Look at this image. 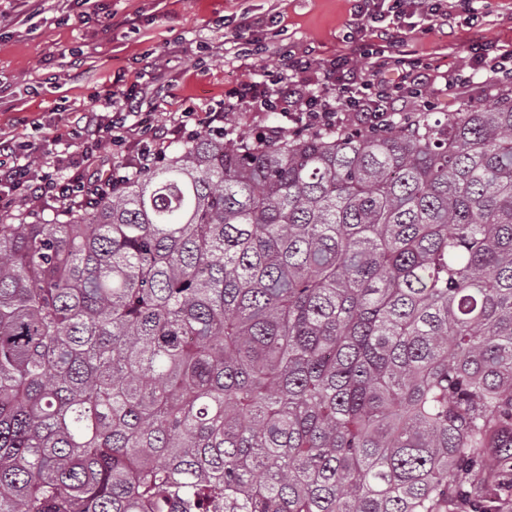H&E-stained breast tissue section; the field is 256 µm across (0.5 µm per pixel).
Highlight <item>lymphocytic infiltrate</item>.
Listing matches in <instances>:
<instances>
[{"label": "lymphocytic infiltrate", "mask_w": 512, "mask_h": 512, "mask_svg": "<svg viewBox=\"0 0 512 512\" xmlns=\"http://www.w3.org/2000/svg\"><path fill=\"white\" fill-rule=\"evenodd\" d=\"M422 7L438 25H446L451 17L447 0H357L350 28H371L380 45L355 41L347 54L322 63L289 57L285 73L244 82L210 112H183L169 133L130 127L123 107L108 101L105 116L91 129L79 154L55 155L48 149L37 153L19 139H0V212L53 203L70 210L87 207L162 162L172 139L201 132L220 139L228 136L229 117L247 108L282 112L302 129L317 133L351 121L368 129L385 128L411 104L432 110L440 87L458 88L462 80L448 74L428 80L422 61L403 49V23ZM471 68L473 78L484 84L512 80V47L491 41L473 45Z\"/></svg>", "instance_id": "obj_1"}]
</instances>
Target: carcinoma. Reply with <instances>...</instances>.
Masks as SVG:
<instances>
[{"instance_id": "obj_1", "label": "carcinoma", "mask_w": 512, "mask_h": 512, "mask_svg": "<svg viewBox=\"0 0 512 512\" xmlns=\"http://www.w3.org/2000/svg\"><path fill=\"white\" fill-rule=\"evenodd\" d=\"M511 501L512 96L0 224V512Z\"/></svg>"}]
</instances>
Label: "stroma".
Listing matches in <instances>:
<instances>
[{"label":"stroma","mask_w":512,"mask_h":512,"mask_svg":"<svg viewBox=\"0 0 512 512\" xmlns=\"http://www.w3.org/2000/svg\"><path fill=\"white\" fill-rule=\"evenodd\" d=\"M355 0H0V138L51 144L75 116L147 93L155 124L206 109L286 54L347 52ZM260 19L240 35L241 16ZM512 44V0H472L447 25L415 16L405 44L439 71L467 75L477 36Z\"/></svg>","instance_id":"35a3bbf8"}]
</instances>
